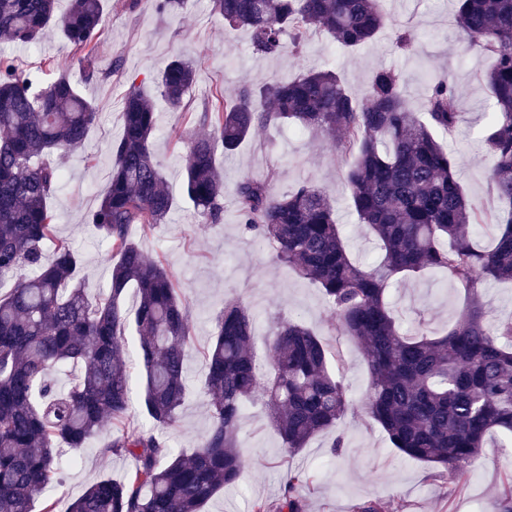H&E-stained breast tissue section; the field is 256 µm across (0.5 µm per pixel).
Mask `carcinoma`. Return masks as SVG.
I'll return each mask as SVG.
<instances>
[{"mask_svg": "<svg viewBox=\"0 0 512 512\" xmlns=\"http://www.w3.org/2000/svg\"><path fill=\"white\" fill-rule=\"evenodd\" d=\"M224 23L249 31L253 51L299 53L308 35L326 33L346 48L376 39L388 25L383 0H211ZM461 29L494 58L486 73L492 112L483 142L492 159L490 208L474 205L455 177L456 160L436 139L452 132L459 111L454 86L433 82L419 117L401 75L372 72L364 99L354 97L332 68L306 70L280 82L218 95L202 113L210 128L191 138L184 198L201 223L224 215V175L217 147L233 153L258 128H295L355 153L345 187L358 223L378 243L380 260L363 267L349 253L326 192L302 182L278 195L276 170L235 189L241 229L267 242L277 259L320 288L334 333L360 343L371 384L364 410L401 453L459 476L480 458L494 434L512 440V321L488 327L478 286L512 281V0H454ZM102 0H0V39L29 44L56 29L83 65L84 82L103 78L96 66ZM196 79L190 61L171 60L157 92L181 107ZM121 138L112 144V179L89 224L108 247L110 288L91 301L77 272L81 256L56 234L48 200L61 173L46 158L84 142L98 112L67 71L47 85L38 72L0 56V512H31L33 500L59 483L60 454L97 437L106 421L122 420L131 404L125 336L138 334L145 373L142 410L153 430L122 427L101 448L129 455L135 470L103 477L66 512H200L231 486L243 464L238 447L242 408L260 398L290 455L336 429L349 408L331 351L299 321L277 324L269 350L273 376L260 382L252 350L254 316L226 302L205 353L211 426L191 454L177 453L159 432L179 418L186 395L185 352L192 312L171 274L149 259L131 231L152 232L174 203L153 152L155 103L136 86L126 93ZM491 240L479 244V230ZM440 269L471 295L468 314L438 338L400 332L387 291L400 274ZM134 311L124 306L129 289ZM82 367L59 392L54 369ZM306 468L288 471L276 503L252 512H305Z\"/></svg>", "mask_w": 512, "mask_h": 512, "instance_id": "1", "label": "carcinoma"}]
</instances>
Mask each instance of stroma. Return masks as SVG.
<instances>
[{
	"label": "stroma",
	"mask_w": 512,
	"mask_h": 512,
	"mask_svg": "<svg viewBox=\"0 0 512 512\" xmlns=\"http://www.w3.org/2000/svg\"><path fill=\"white\" fill-rule=\"evenodd\" d=\"M384 7L390 23L370 44L345 50L317 31L300 54L260 56L252 51L248 31L226 27L213 13L210 0H186L181 9L165 14L157 11L156 0H105L97 58L103 77L81 87L95 105L99 120L83 144L54 156L62 178L48 206L58 235L69 239L81 255L80 277L88 293L104 297L110 283L107 249L85 219L110 183L111 145L122 134V100L133 84L154 94L157 76L167 60L180 56L196 62V82L182 108L174 111L164 102L156 104L155 158L177 205L166 224L137 237L147 256L171 272L193 315V343L186 354L188 390L180 418L164 430V438L173 448L189 450L210 427L205 350L225 302L239 301L252 311L253 349L263 366L271 364L265 340L273 325L291 319L337 346L343 359L340 378L350 407L337 433L316 436L291 457L263 403L246 405L238 434L244 454L239 478L233 487L204 503L201 512H250L254 500L275 501L292 467H305L314 474L313 488L303 493L306 512H354L355 507L368 503L378 504L381 512H502L504 499L512 496V447H501L499 437L488 441L479 461L461 477L393 448L386 433L362 408L370 386L362 348L348 337L333 335L329 307L319 288L279 263L271 247L243 234L239 226L237 184L247 177H264L273 168L276 193L309 181L333 198L337 222L353 257L362 265L374 264L380 250L361 230L345 188L352 155L292 130H259L224 164L222 223H200L192 204L181 198L187 145L192 136L206 133L198 116L213 95L234 96L246 87L330 65L357 97L363 96L376 68H393L402 75L406 94L416 107L423 103L432 79L451 80L458 92L461 117L457 130L440 135L439 140L454 150L456 176L468 198L480 206L487 204L491 160L482 138L490 92L483 76L492 58L473 47L457 25L453 0H384ZM404 32L413 39L407 53L395 43L397 34ZM1 50L29 67L42 68V82L55 76L54 70L42 67L47 58L67 69L73 79L81 77L79 62L60 36L51 34L17 48L0 40ZM390 301L402 332L413 333L422 325L429 334L441 335L464 316L468 292L431 270L398 277ZM117 429V424L107 422L99 438L68 451L61 463L60 483L49 492L56 512H65L69 499L96 479H120L130 470V459L101 452ZM337 438L342 448L335 455L331 446Z\"/></svg>",
	"instance_id": "obj_1"
}]
</instances>
